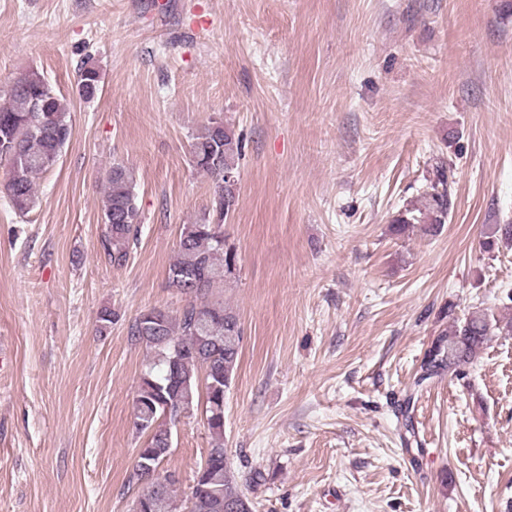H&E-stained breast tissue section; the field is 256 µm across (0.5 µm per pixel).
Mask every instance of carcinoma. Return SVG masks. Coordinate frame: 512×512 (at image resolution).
Here are the masks:
<instances>
[{
    "mask_svg": "<svg viewBox=\"0 0 512 512\" xmlns=\"http://www.w3.org/2000/svg\"><path fill=\"white\" fill-rule=\"evenodd\" d=\"M40 73L28 70L16 82L19 89L4 94L0 105V162L8 166L7 178L0 185L13 209L28 213L36 204L35 178L59 160L72 135L70 108L60 94L44 95ZM100 75L87 60L78 72V94L93 98L99 89ZM39 104L40 111L32 110ZM191 162L214 183L210 205L180 235L168 281L186 304L182 310L163 316L160 330L143 328L136 319L130 334L154 352L155 359L142 377L134 402V417L151 427L148 451L162 462L172 447V432L167 424L181 412L203 407L210 433L207 476L192 487V512H253L247 495V483L232 470L224 448V397L210 392L218 382L229 389L237 367L242 330L237 314L224 306L221 298L226 280L236 264V254L226 246L224 218L230 208L226 199L236 198L235 187L224 183L219 168L238 164L243 154L242 139L208 122L192 137ZM108 191L103 200L104 230L100 249L114 266H123L137 244L142 213L138 204L132 170L116 164L106 175ZM448 167L442 162L424 194V204L409 207L394 219L399 234L414 231L419 225L431 232L448 222ZM512 242L511 224H493L483 247L493 250L497 241ZM490 333L486 316L478 311L463 320H454L434 345L435 355L426 354L421 365L423 381L445 372L453 374L474 361ZM176 482L159 481L156 488H144L150 495L145 512H179L174 487Z\"/></svg>",
    "mask_w": 512,
    "mask_h": 512,
    "instance_id": "1",
    "label": "carcinoma"
}]
</instances>
